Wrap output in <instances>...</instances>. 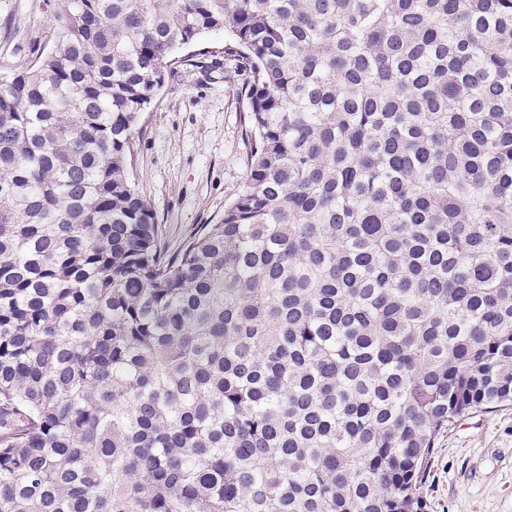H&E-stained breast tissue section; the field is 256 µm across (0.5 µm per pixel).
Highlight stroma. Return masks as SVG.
<instances>
[{"mask_svg": "<svg viewBox=\"0 0 512 512\" xmlns=\"http://www.w3.org/2000/svg\"><path fill=\"white\" fill-rule=\"evenodd\" d=\"M48 21L44 0H0V29L18 33L0 48V74L21 69ZM224 39V32H208L186 49L192 65L166 77L135 130L134 178L171 252L223 217L248 168L243 81L198 53L223 47ZM423 496L428 512H512V405L470 412L449 427Z\"/></svg>", "mask_w": 512, "mask_h": 512, "instance_id": "stroma-1", "label": "stroma"}]
</instances>
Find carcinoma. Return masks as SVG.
<instances>
[{
    "instance_id": "carcinoma-1",
    "label": "carcinoma",
    "mask_w": 512,
    "mask_h": 512,
    "mask_svg": "<svg viewBox=\"0 0 512 512\" xmlns=\"http://www.w3.org/2000/svg\"><path fill=\"white\" fill-rule=\"evenodd\" d=\"M0 77V512H427L512 404V0H46ZM223 30L243 189L165 251L134 133Z\"/></svg>"
}]
</instances>
